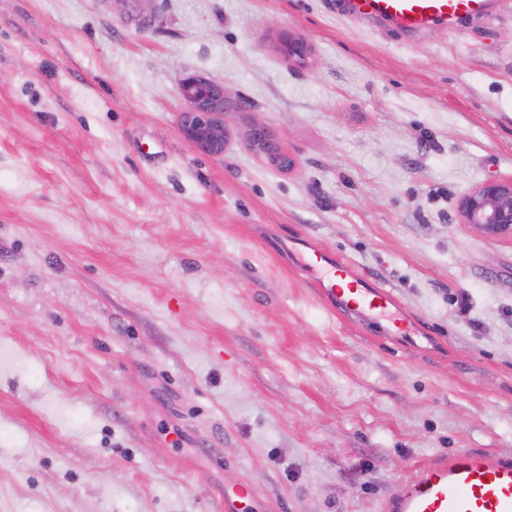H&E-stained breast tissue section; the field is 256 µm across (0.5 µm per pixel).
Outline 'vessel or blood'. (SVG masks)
Wrapping results in <instances>:
<instances>
[{
  "mask_svg": "<svg viewBox=\"0 0 512 512\" xmlns=\"http://www.w3.org/2000/svg\"><path fill=\"white\" fill-rule=\"evenodd\" d=\"M491 0H344L346 14L382 20L411 34L435 23L455 26L482 15ZM309 268L322 269L317 285L322 294L349 316L363 319L388 314L396 308L392 291L369 286L354 278L350 287H338L335 264L312 253ZM383 512H512V458L464 451L432 460L397 486L382 506ZM224 512H260L248 487L224 496Z\"/></svg>",
  "mask_w": 512,
  "mask_h": 512,
  "instance_id": "1",
  "label": "vessel or blood"
}]
</instances>
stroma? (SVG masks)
Returning <instances> with one entry per match:
<instances>
[{
	"instance_id": "35a3bbf8",
	"label": "stroma",
	"mask_w": 512,
	"mask_h": 512,
	"mask_svg": "<svg viewBox=\"0 0 512 512\" xmlns=\"http://www.w3.org/2000/svg\"><path fill=\"white\" fill-rule=\"evenodd\" d=\"M194 74L223 156L178 131ZM493 178L512 0L416 35L339 0H0V512H380L427 460L512 458V239L456 212ZM315 249L411 333L329 302ZM224 512H260L259 501L247 486L224 493Z\"/></svg>"
}]
</instances>
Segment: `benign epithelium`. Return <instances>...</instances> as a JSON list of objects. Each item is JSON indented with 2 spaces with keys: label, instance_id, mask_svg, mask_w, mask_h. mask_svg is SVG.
<instances>
[{
  "label": "benign epithelium",
  "instance_id": "7a95c632",
  "mask_svg": "<svg viewBox=\"0 0 512 512\" xmlns=\"http://www.w3.org/2000/svg\"><path fill=\"white\" fill-rule=\"evenodd\" d=\"M306 44L288 37L286 60L291 66L304 64ZM185 109L180 113V135L198 151L224 155L229 133L224 127V87L203 76H192L180 84ZM461 223L473 224L493 238L512 237V180H489L457 202Z\"/></svg>",
  "mask_w": 512,
  "mask_h": 512
}]
</instances>
